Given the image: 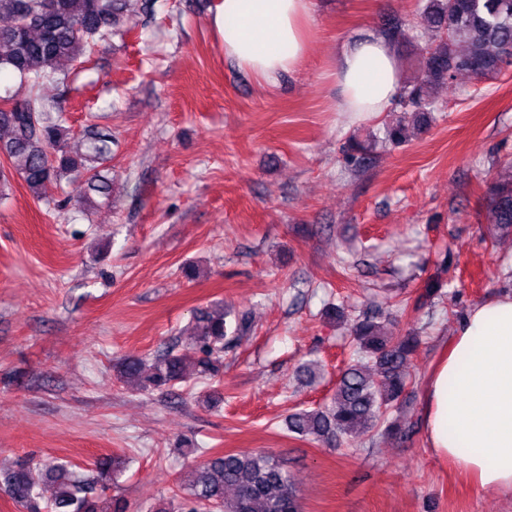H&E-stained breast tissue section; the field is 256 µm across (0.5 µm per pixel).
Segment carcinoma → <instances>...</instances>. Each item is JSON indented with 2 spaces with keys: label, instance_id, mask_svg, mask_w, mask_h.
I'll return each mask as SVG.
<instances>
[{
  "label": "carcinoma",
  "instance_id": "obj_1",
  "mask_svg": "<svg viewBox=\"0 0 512 512\" xmlns=\"http://www.w3.org/2000/svg\"><path fill=\"white\" fill-rule=\"evenodd\" d=\"M150 0H0V72L20 78L24 97L10 112H0V158L23 179L31 195L42 200L62 181L82 180L83 194L95 192L111 200V183L97 163L111 153L112 135L96 133L71 146L65 111L45 102L41 86L56 79L59 66L81 64L99 38L124 36L136 14L149 18ZM421 27L427 34L420 49L417 76L402 86L396 108L424 123L436 111L431 90L450 85L469 73L495 78L512 63V0H424ZM409 25L386 18L379 37L394 46L406 39ZM383 140L400 146L408 141L399 121L383 127ZM487 223L512 230V164L504 167L486 190ZM193 356L167 349L152 364L128 356L118 366V379L138 391H164L191 372L210 377L223 366L224 349L252 327L246 313L228 319L224 306L197 310L193 317ZM392 323L382 311H366L352 323L356 359L336 382L333 397L312 410L288 415V431L327 448L343 437L374 429L404 395L410 376L407 364L419 346L409 333L398 338L385 331ZM375 369L378 378L369 375ZM40 464L22 461L0 468V488L23 512H127L119 498L105 499L106 490L125 470L118 456H100L81 472L59 458L35 477ZM53 487L45 495L44 485ZM234 489L231 498L224 495ZM149 512H302L285 466L266 452L210 456L189 472L188 494L177 508L149 507Z\"/></svg>",
  "mask_w": 512,
  "mask_h": 512
}]
</instances>
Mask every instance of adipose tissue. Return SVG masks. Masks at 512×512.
Returning a JSON list of instances; mask_svg holds the SVG:
<instances>
[{"label": "adipose tissue", "instance_id": "obj_1", "mask_svg": "<svg viewBox=\"0 0 512 512\" xmlns=\"http://www.w3.org/2000/svg\"><path fill=\"white\" fill-rule=\"evenodd\" d=\"M314 0H221L212 23L224 55L273 86L306 59ZM340 111H385L401 87L393 48L369 36L338 51L327 73ZM429 446L482 490L512 491V296L469 309L423 396Z\"/></svg>", "mask_w": 512, "mask_h": 512}]
</instances>
